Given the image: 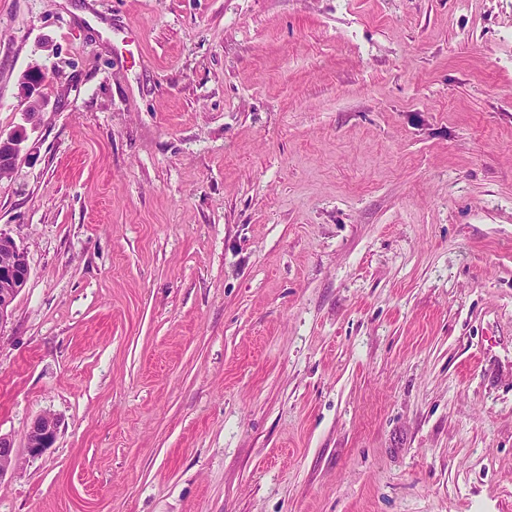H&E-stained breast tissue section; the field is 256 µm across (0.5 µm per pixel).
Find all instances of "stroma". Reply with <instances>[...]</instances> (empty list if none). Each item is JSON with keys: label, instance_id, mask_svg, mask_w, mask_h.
<instances>
[{"label": "stroma", "instance_id": "35a3bbf8", "mask_svg": "<svg viewBox=\"0 0 512 512\" xmlns=\"http://www.w3.org/2000/svg\"><path fill=\"white\" fill-rule=\"evenodd\" d=\"M18 129L0 512H512V0H0ZM60 421L52 414H42L30 424L26 434V449L30 456L37 457L55 443Z\"/></svg>", "mask_w": 512, "mask_h": 512}]
</instances>
